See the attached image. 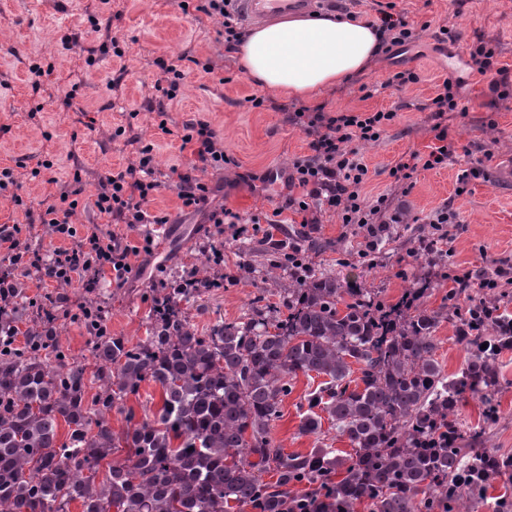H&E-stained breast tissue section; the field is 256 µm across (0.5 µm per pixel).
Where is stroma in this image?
<instances>
[{"instance_id": "stroma-1", "label": "stroma", "mask_w": 512, "mask_h": 512, "mask_svg": "<svg viewBox=\"0 0 512 512\" xmlns=\"http://www.w3.org/2000/svg\"><path fill=\"white\" fill-rule=\"evenodd\" d=\"M382 6L415 21L418 40L378 54L365 71L317 99L333 111L397 112L379 141L359 147L368 167L367 194L388 195L393 209L403 214L402 223L388 225L379 236L368 266L356 259L362 239L353 225L340 223L332 213L306 224L286 209L290 164L310 155L311 138L288 120L293 98L256 85L206 15L182 12L175 0H0V167L13 168L23 198L35 206L52 192L54 184L27 177L48 151L54 156V183H68L74 171L82 173L83 194L72 224L105 225L93 206L100 177L135 163L138 146L149 145L161 186L148 208L170 216L166 224L128 228L132 244H141L146 233L154 243L140 253L137 272L123 286L105 278L91 293L28 275L27 300L40 308L62 302L73 308L96 295L113 335L135 341L145 335L153 290L197 273L205 262L221 263L226 281L189 304V316L201 331L221 319H246L257 298L278 304L265 274L292 253L307 271L357 282L388 302L398 301L405 289H426L424 301L432 308L453 287L454 275L471 270L490 276L497 266L512 264V97L492 94L470 57L478 41H489L498 47L500 65L512 70V0H344L340 5L314 0L311 9L373 20ZM91 14L102 30L119 38L123 57H113L103 49L100 33L90 32ZM443 27L455 37L445 48L437 39ZM182 53L198 64L186 76L183 96L169 108L170 131L164 134L151 110L161 74L156 61ZM90 55L96 58L91 67L85 63ZM35 60L53 62V74L34 79L29 65ZM205 63L210 72L202 71ZM408 69L418 74L417 83L392 84L393 74ZM449 75L460 81L464 105L447 120L457 154L444 167L419 171L410 193H401L387 168L404 154L429 153L435 133L426 106ZM252 95L265 97V107L253 108ZM199 118L210 122L230 162L197 176L212 187L213 204L240 214L243 234L218 230L202 215L183 211L177 197L178 176L192 168L193 156L175 132ZM476 165L483 167V176L471 180L467 192L457 193L459 176ZM445 204L459 222L440 262L420 243L433 234L429 215ZM277 207L283 210L282 223L265 224V215ZM313 238L324 242V250H309ZM501 360L503 379L494 394L501 418L485 445L512 453V350ZM317 385L298 376L281 405L272 436L285 452L314 446L313 437L299 435L298 424L299 405Z\"/></svg>"}]
</instances>
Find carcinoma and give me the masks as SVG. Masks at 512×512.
Segmentation results:
<instances>
[{"label":"carcinoma","mask_w":512,"mask_h":512,"mask_svg":"<svg viewBox=\"0 0 512 512\" xmlns=\"http://www.w3.org/2000/svg\"><path fill=\"white\" fill-rule=\"evenodd\" d=\"M267 277L282 306L204 333L181 303L220 277L159 288L136 343L87 325L90 364L60 346L47 352L55 321L14 303L0 316V512H70L74 502L82 512H483L495 479L512 484V454L481 447L500 418L491 398L499 359L512 350L506 293L462 305L453 288L430 308L425 288L390 304L331 275L285 283L272 268ZM451 315L468 356L449 376L435 334ZM300 374L323 378L298 425L316 444L287 454L272 424ZM146 383L161 389V406L137 421L125 403ZM467 393L484 404L478 430L457 420ZM114 408L126 411L119 433ZM324 415L352 452L320 438ZM62 422L69 438L60 444ZM120 448L127 457L99 476Z\"/></svg>","instance_id":"1"}]
</instances>
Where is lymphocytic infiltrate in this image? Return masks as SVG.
Returning a JSON list of instances; mask_svg holds the SVG:
<instances>
[{"mask_svg": "<svg viewBox=\"0 0 512 512\" xmlns=\"http://www.w3.org/2000/svg\"><path fill=\"white\" fill-rule=\"evenodd\" d=\"M162 76L156 84L159 96L153 107L159 119V129H166L168 106L181 93L186 72L181 65L160 61ZM323 107L306 106L295 109L294 123L306 126L313 140L311 156L294 160L288 177L290 186L300 188L301 196L289 197L287 206L302 216L303 223L314 224L320 213L335 212L342 223L356 225L363 233L365 244L359 250L360 259H367L377 246L379 232L384 229L377 217L388 207L386 195L369 199L364 186L368 168L356 148L357 143L378 141L385 126L396 117L395 110L374 112L346 111L327 118ZM436 147L428 154L409 153L389 170V175L403 191L413 187V176L421 169L430 170L447 164L457 148L448 138V130L439 126L435 135ZM180 139L192 146L193 154L203 167L220 168L226 163L224 149L215 131L203 120L183 125ZM81 180L73 178L58 191L42 200L38 208L25 206L15 188L17 181L12 168L0 169V196H11L16 206L24 210L21 224L0 225V249L7 256L9 267L0 272V302L15 290V271L33 273L42 279L76 283L84 288L96 287L102 276H109L117 285L125 284L132 274L139 246L130 244L124 234L102 231L98 226L77 231L70 218L79 205ZM160 184L155 177L151 146L139 150L137 165L106 173L101 179L94 207L99 215L119 224H165L169 217L163 212L149 211L147 205ZM211 188L206 182L183 174L179 177L177 196L184 209L204 213L208 223L216 226L236 225L241 221L232 210L209 205ZM48 225L60 244L51 253L30 249L24 236L29 227Z\"/></svg>", "mask_w": 512, "mask_h": 512, "instance_id": "lymphocytic-infiltrate-1", "label": "lymphocytic infiltrate"}]
</instances>
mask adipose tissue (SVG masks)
I'll return each mask as SVG.
<instances>
[{"label": "adipose tissue", "instance_id": "adipose-tissue-1", "mask_svg": "<svg viewBox=\"0 0 512 512\" xmlns=\"http://www.w3.org/2000/svg\"><path fill=\"white\" fill-rule=\"evenodd\" d=\"M379 45L366 21L292 15L260 24L238 46L243 72L274 92L311 100L364 71Z\"/></svg>", "mask_w": 512, "mask_h": 512}]
</instances>
